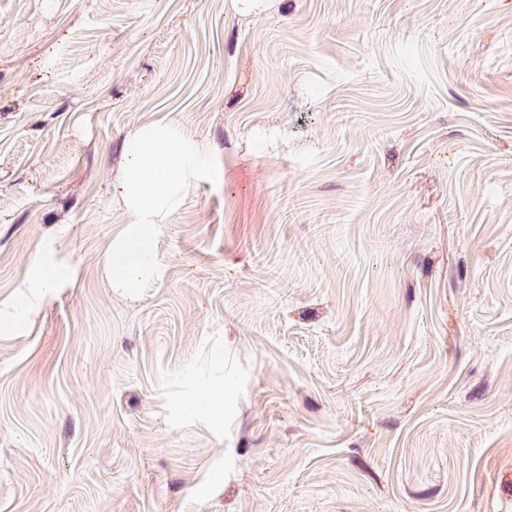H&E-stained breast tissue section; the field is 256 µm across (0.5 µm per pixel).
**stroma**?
<instances>
[{"instance_id": "obj_1", "label": "stroma", "mask_w": 512, "mask_h": 512, "mask_svg": "<svg viewBox=\"0 0 512 512\" xmlns=\"http://www.w3.org/2000/svg\"><path fill=\"white\" fill-rule=\"evenodd\" d=\"M154 120L212 172L120 295ZM60 226L0 512H512V0H0V301Z\"/></svg>"}]
</instances>
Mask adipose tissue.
Here are the masks:
<instances>
[{
  "label": "adipose tissue",
  "mask_w": 512,
  "mask_h": 512,
  "mask_svg": "<svg viewBox=\"0 0 512 512\" xmlns=\"http://www.w3.org/2000/svg\"><path fill=\"white\" fill-rule=\"evenodd\" d=\"M209 172L205 146L184 129L159 121L129 132L121 172L113 184L128 222L111 240L105 255L109 288L129 293L159 272L156 239L160 226L181 206L190 184ZM70 247L67 230L44 238L20 290L0 302V316L15 325L29 324L39 306L59 288L75 284V266L61 259Z\"/></svg>",
  "instance_id": "obj_1"
}]
</instances>
